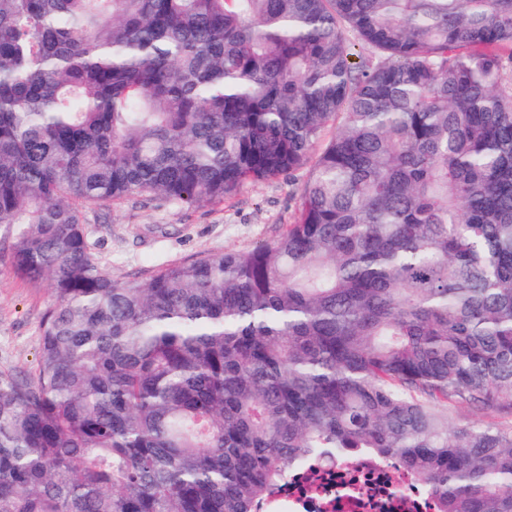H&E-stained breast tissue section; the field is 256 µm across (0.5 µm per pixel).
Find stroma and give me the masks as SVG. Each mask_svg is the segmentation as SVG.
<instances>
[{"mask_svg": "<svg viewBox=\"0 0 512 512\" xmlns=\"http://www.w3.org/2000/svg\"><path fill=\"white\" fill-rule=\"evenodd\" d=\"M307 176L302 169L248 183L224 201L199 207L128 199L106 210L86 209L91 250L115 281L143 283L172 262L271 243L290 224ZM51 302L47 285L0 265V375L22 376L35 367Z\"/></svg>", "mask_w": 512, "mask_h": 512, "instance_id": "stroma-1", "label": "stroma"}]
</instances>
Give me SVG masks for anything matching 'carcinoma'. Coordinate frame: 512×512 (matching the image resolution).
<instances>
[{"instance_id":"carcinoma-1","label":"carcinoma","mask_w":512,"mask_h":512,"mask_svg":"<svg viewBox=\"0 0 512 512\" xmlns=\"http://www.w3.org/2000/svg\"><path fill=\"white\" fill-rule=\"evenodd\" d=\"M307 163L270 244L92 256L88 207ZM0 228L53 294L0 512H257L358 454L512 512V424L448 419L512 410V0H0ZM450 421L453 425H491L497 422L510 421V415H496L494 413H482L468 407L456 408L450 413Z\"/></svg>"}]
</instances>
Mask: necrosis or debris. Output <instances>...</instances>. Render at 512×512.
I'll return each instance as SVG.
<instances>
[{
  "label": "necrosis or debris",
  "mask_w": 512,
  "mask_h": 512,
  "mask_svg": "<svg viewBox=\"0 0 512 512\" xmlns=\"http://www.w3.org/2000/svg\"><path fill=\"white\" fill-rule=\"evenodd\" d=\"M435 501L403 469L363 455L296 471L279 487L271 512H433Z\"/></svg>",
  "instance_id": "necrosis-or-debris-1"
}]
</instances>
